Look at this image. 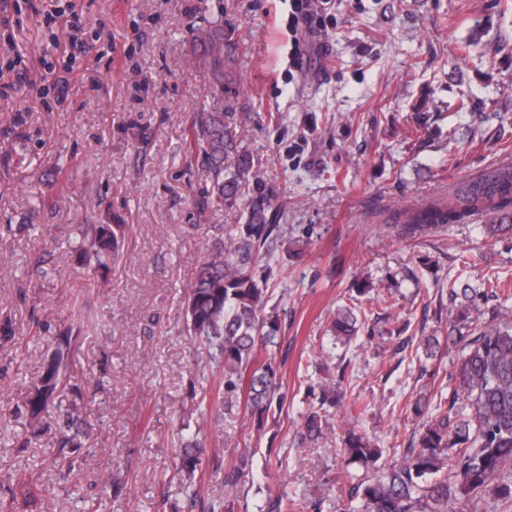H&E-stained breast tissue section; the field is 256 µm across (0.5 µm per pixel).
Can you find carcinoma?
Masks as SVG:
<instances>
[{
	"label": "carcinoma",
	"instance_id": "obj_1",
	"mask_svg": "<svg viewBox=\"0 0 512 512\" xmlns=\"http://www.w3.org/2000/svg\"><path fill=\"white\" fill-rule=\"evenodd\" d=\"M200 53L197 66L212 79L213 93L224 99V22L206 20L191 29ZM230 112L207 108L194 113L192 139L198 155L199 179L196 207L199 218L225 207L240 205L247 223L237 234L228 235L213 249L196 270L188 285L184 302L187 330L203 346L210 361L224 377V401L219 410L233 413L236 391L246 372L248 408L254 421L262 425L281 407L284 395L272 364L253 367L258 344L274 341L281 330L275 309H267L268 288L256 278L255 268L276 248L282 225L277 213L258 189L250 157L238 149L235 129L224 124ZM492 220L487 233L512 230V163H502L490 171L459 180L448 192L417 207L396 213L389 228L398 237L416 240L446 224H467L475 216ZM510 223H504V220ZM125 225L85 224L78 227V251L88 266L108 269L112 253L124 236ZM476 290L448 288V300L456 307L446 343L459 348L451 380L455 382L448 398L435 407L430 418L425 413L430 403L424 397L411 404L412 415L422 420L417 439L404 449L403 461L363 477L352 487L359 500V512H453L451 497L456 491L490 492L498 498H512V484H498L501 468L512 462V325L478 324L471 317L476 299L499 298L500 289L491 280ZM357 317L353 308L338 310L332 324L334 337L347 342L355 334ZM75 339L60 338L44 362L38 383L27 395L25 409L37 418L69 383ZM345 398L336 383H323L322 400L340 404ZM319 408L312 406L301 415V439L314 441L322 435ZM60 447L79 450L81 420L77 409L63 414ZM180 472L187 489L197 493L196 475L201 470L203 448L197 436L178 430ZM344 453L352 463L374 469L380 458L378 449L353 430L344 438ZM249 449L225 473L224 487L232 492L239 477L249 468ZM455 484L448 483V473ZM267 512H306L305 503L279 496L266 503Z\"/></svg>",
	"mask_w": 512,
	"mask_h": 512
}]
</instances>
